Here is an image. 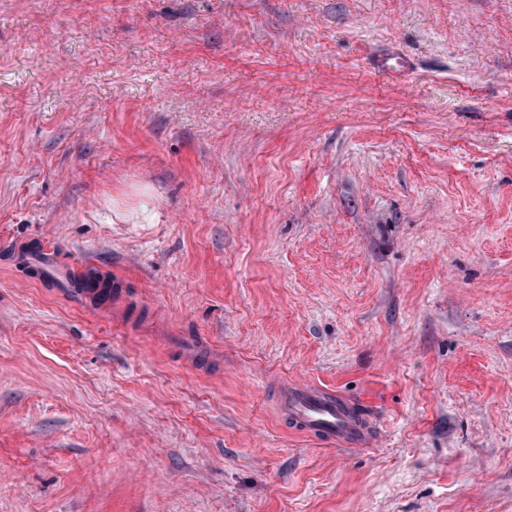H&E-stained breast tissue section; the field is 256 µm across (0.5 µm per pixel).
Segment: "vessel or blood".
Masks as SVG:
<instances>
[{
	"instance_id": "obj_1",
	"label": "vessel or blood",
	"mask_w": 512,
	"mask_h": 512,
	"mask_svg": "<svg viewBox=\"0 0 512 512\" xmlns=\"http://www.w3.org/2000/svg\"><path fill=\"white\" fill-rule=\"evenodd\" d=\"M283 413L296 431L331 443L355 448L372 439L371 428L353 407L314 385H290L284 392Z\"/></svg>"
}]
</instances>
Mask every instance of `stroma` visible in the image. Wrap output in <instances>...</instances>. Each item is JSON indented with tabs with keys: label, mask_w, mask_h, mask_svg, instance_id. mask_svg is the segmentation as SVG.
<instances>
[{
	"label": "stroma",
	"mask_w": 512,
	"mask_h": 512,
	"mask_svg": "<svg viewBox=\"0 0 512 512\" xmlns=\"http://www.w3.org/2000/svg\"><path fill=\"white\" fill-rule=\"evenodd\" d=\"M0 512H512V0H0ZM283 408L295 431L349 448L372 440V429L356 410L318 386L290 385L284 391Z\"/></svg>",
	"instance_id": "1"
}]
</instances>
